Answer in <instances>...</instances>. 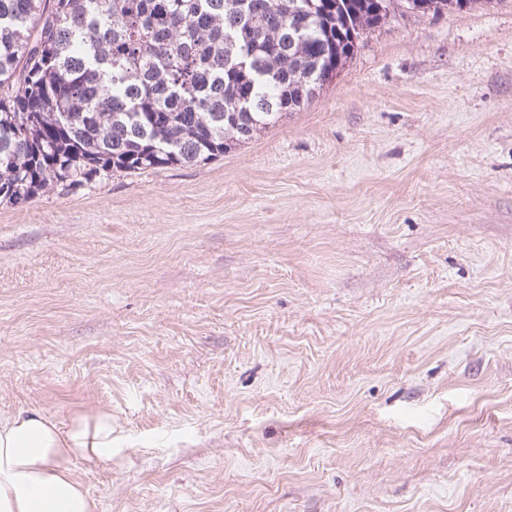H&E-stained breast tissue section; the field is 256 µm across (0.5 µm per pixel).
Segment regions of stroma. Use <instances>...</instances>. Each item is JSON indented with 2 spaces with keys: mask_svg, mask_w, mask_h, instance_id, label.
Segmentation results:
<instances>
[{
  "mask_svg": "<svg viewBox=\"0 0 512 512\" xmlns=\"http://www.w3.org/2000/svg\"><path fill=\"white\" fill-rule=\"evenodd\" d=\"M112 415L96 512H512V0L399 11L224 155L0 206V416Z\"/></svg>",
  "mask_w": 512,
  "mask_h": 512,
  "instance_id": "35a3bbf8",
  "label": "stroma"
}]
</instances>
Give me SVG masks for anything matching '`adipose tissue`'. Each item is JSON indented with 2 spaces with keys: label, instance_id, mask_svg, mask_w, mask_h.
Returning a JSON list of instances; mask_svg holds the SVG:
<instances>
[{
  "label": "adipose tissue",
  "instance_id": "obj_1",
  "mask_svg": "<svg viewBox=\"0 0 512 512\" xmlns=\"http://www.w3.org/2000/svg\"><path fill=\"white\" fill-rule=\"evenodd\" d=\"M112 459V417L38 410L0 417V512H93L76 463Z\"/></svg>",
  "mask_w": 512,
  "mask_h": 512
}]
</instances>
